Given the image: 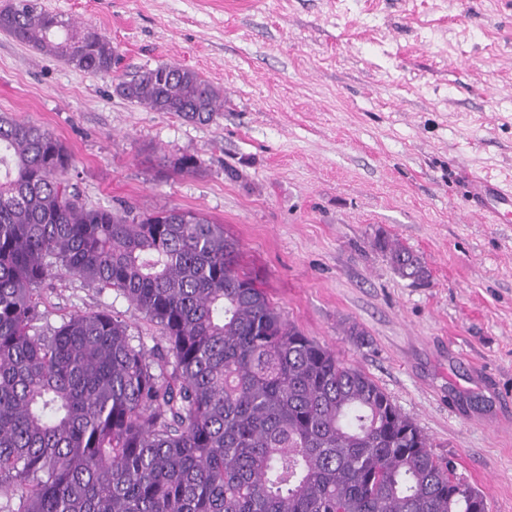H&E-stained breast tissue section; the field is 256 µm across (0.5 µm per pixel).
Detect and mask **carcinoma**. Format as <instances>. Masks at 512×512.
I'll return each instance as SVG.
<instances>
[{"label": "carcinoma", "instance_id": "cac0c4a2", "mask_svg": "<svg viewBox=\"0 0 512 512\" xmlns=\"http://www.w3.org/2000/svg\"><path fill=\"white\" fill-rule=\"evenodd\" d=\"M0 30L87 73L117 72L97 30L14 0ZM153 112L205 121L224 94L174 64L121 77ZM53 133L0 114V512H487L452 459L362 369L306 336L239 266V242L178 207H90ZM402 279L429 271L379 234ZM65 274L122 294L156 353L105 310L38 330Z\"/></svg>", "mask_w": 512, "mask_h": 512}]
</instances>
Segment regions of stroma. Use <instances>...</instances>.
Masks as SVG:
<instances>
[{"mask_svg":"<svg viewBox=\"0 0 512 512\" xmlns=\"http://www.w3.org/2000/svg\"><path fill=\"white\" fill-rule=\"evenodd\" d=\"M43 3L109 37L125 71L199 72L224 110L150 111L117 76L0 32V114L68 147L91 206L223 224L288 320L369 374L489 512H512V223L465 200L473 175L512 179V0ZM185 154L199 173L174 169ZM380 231L423 259L427 285L372 248ZM41 295L43 325L105 310L147 347L160 336L113 290L58 276Z\"/></svg>","mask_w":512,"mask_h":512,"instance_id":"stroma-1","label":"stroma"}]
</instances>
